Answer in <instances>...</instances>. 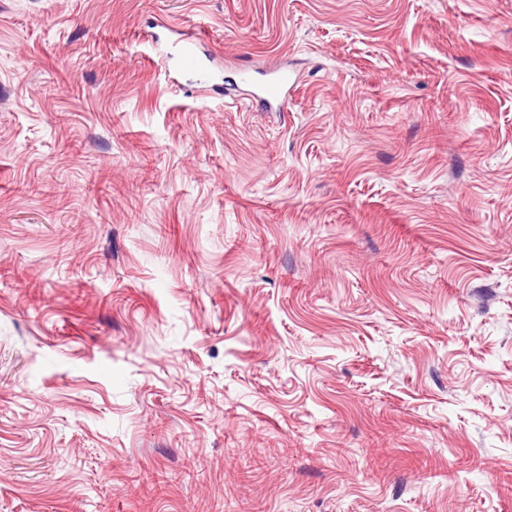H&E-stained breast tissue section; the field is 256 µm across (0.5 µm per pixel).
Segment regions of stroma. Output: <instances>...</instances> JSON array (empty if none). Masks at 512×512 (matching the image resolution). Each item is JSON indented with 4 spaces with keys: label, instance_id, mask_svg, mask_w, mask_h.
I'll use <instances>...</instances> for the list:
<instances>
[{
    "label": "stroma",
    "instance_id": "1",
    "mask_svg": "<svg viewBox=\"0 0 512 512\" xmlns=\"http://www.w3.org/2000/svg\"><path fill=\"white\" fill-rule=\"evenodd\" d=\"M0 512H512V0H0ZM173 49L166 52L165 58L175 72L193 75L198 88L214 90L219 86L198 56L194 43L183 40L182 43H174ZM272 77L260 89V99L266 108L276 105L278 112L288 109V93L292 84L288 79V71L277 69L271 72Z\"/></svg>",
    "mask_w": 512,
    "mask_h": 512
}]
</instances>
